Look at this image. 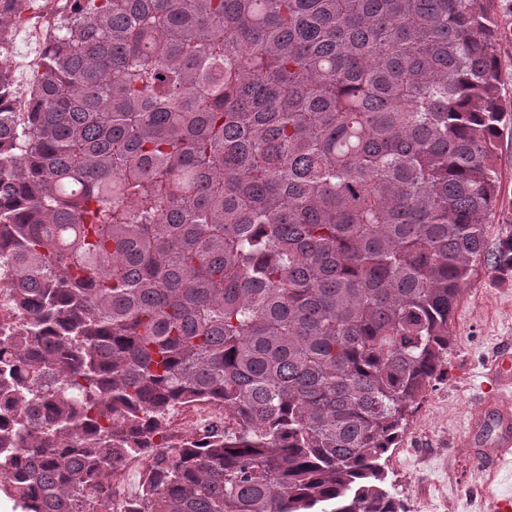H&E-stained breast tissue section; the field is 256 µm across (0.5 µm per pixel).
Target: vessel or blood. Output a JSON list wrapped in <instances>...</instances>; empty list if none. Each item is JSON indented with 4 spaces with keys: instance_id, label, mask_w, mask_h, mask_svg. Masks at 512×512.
Returning <instances> with one entry per match:
<instances>
[{
    "instance_id": "1",
    "label": "vessel or blood",
    "mask_w": 512,
    "mask_h": 512,
    "mask_svg": "<svg viewBox=\"0 0 512 512\" xmlns=\"http://www.w3.org/2000/svg\"><path fill=\"white\" fill-rule=\"evenodd\" d=\"M486 389L479 395L464 436L482 469L512 481V344L502 345L483 366Z\"/></svg>"
}]
</instances>
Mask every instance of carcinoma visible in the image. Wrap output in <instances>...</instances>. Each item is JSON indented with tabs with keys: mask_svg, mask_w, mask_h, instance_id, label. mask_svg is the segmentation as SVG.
<instances>
[{
	"mask_svg": "<svg viewBox=\"0 0 512 512\" xmlns=\"http://www.w3.org/2000/svg\"><path fill=\"white\" fill-rule=\"evenodd\" d=\"M33 2L0 0V56ZM495 3L59 0L30 111L0 65V493L402 512L385 454L500 192ZM191 398L232 426L170 436Z\"/></svg>",
	"mask_w": 512,
	"mask_h": 512,
	"instance_id": "cac0c4a2",
	"label": "carcinoma"
}]
</instances>
